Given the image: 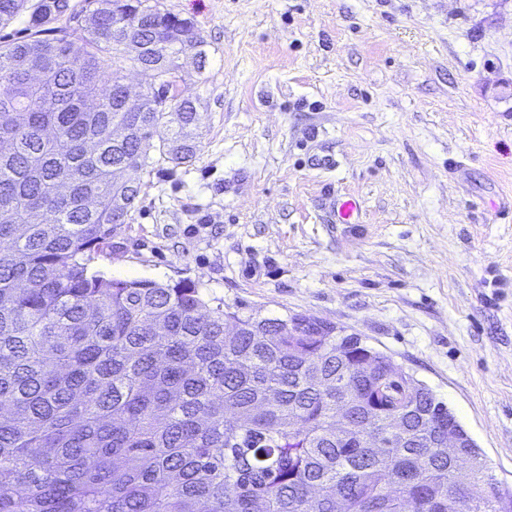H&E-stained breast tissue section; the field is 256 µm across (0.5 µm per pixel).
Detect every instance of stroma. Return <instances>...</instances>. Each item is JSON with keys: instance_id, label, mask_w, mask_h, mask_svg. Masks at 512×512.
Segmentation results:
<instances>
[{"instance_id": "1", "label": "stroma", "mask_w": 512, "mask_h": 512, "mask_svg": "<svg viewBox=\"0 0 512 512\" xmlns=\"http://www.w3.org/2000/svg\"><path fill=\"white\" fill-rule=\"evenodd\" d=\"M164 4L206 42L181 87L200 147L134 173L90 270L362 336L512 489V0Z\"/></svg>"}]
</instances>
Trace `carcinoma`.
<instances>
[{"label": "carcinoma", "mask_w": 512, "mask_h": 512, "mask_svg": "<svg viewBox=\"0 0 512 512\" xmlns=\"http://www.w3.org/2000/svg\"><path fill=\"white\" fill-rule=\"evenodd\" d=\"M143 2L0 0V27L29 13L0 41V512H512L473 443V488L452 491L438 443L459 423L429 388L352 404L391 366L361 337L88 272L140 194L126 171L199 148L191 102L117 98L126 68L206 55L192 21Z\"/></svg>", "instance_id": "1"}]
</instances>
